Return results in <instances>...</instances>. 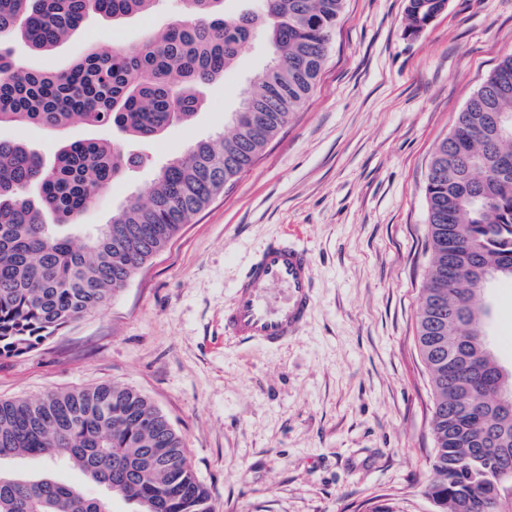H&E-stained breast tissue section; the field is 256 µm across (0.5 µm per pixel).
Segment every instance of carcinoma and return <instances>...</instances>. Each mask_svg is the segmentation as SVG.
<instances>
[{
    "label": "carcinoma",
    "instance_id": "cac0c4a2",
    "mask_svg": "<svg viewBox=\"0 0 512 512\" xmlns=\"http://www.w3.org/2000/svg\"><path fill=\"white\" fill-rule=\"evenodd\" d=\"M158 0H0V126L61 130L74 123L149 141L190 121L203 90L224 78L242 49L262 39L270 64L232 116L230 134L199 140L163 165L146 199L133 196L106 224L79 220L110 184L145 158L106 138L66 141L52 162L17 136L0 139V355L19 354L102 308L218 193L250 170L315 89L344 0H260L224 12V0H183L186 17L137 46L90 49L67 68H25L10 42L45 52L95 14L120 21ZM512 55L459 112L436 148L425 183L432 253L417 340L433 389L436 443L425 493L438 512H512V412L499 405L498 366L462 345L484 324L448 334L440 322L477 304L471 266L512 280ZM52 217L48 223L46 217ZM467 239L448 247V225ZM471 388L463 412L448 402ZM60 461L107 494L89 496L57 479L0 470V512H112L121 497L138 512H213L187 464L182 437L143 394L100 385L39 398L0 399V461Z\"/></svg>",
    "mask_w": 512,
    "mask_h": 512
}]
</instances>
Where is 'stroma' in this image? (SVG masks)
<instances>
[{
    "label": "stroma",
    "mask_w": 512,
    "mask_h": 512,
    "mask_svg": "<svg viewBox=\"0 0 512 512\" xmlns=\"http://www.w3.org/2000/svg\"><path fill=\"white\" fill-rule=\"evenodd\" d=\"M408 0H345L304 107L255 165L152 256L102 310L19 356L0 357V399L119 384L146 395L182 436L215 512H435L423 480L435 453L433 393L417 343L430 262L425 181L437 145L512 54V0H448L420 35ZM178 0L121 22L85 20L53 51L16 43L56 71L87 49L126 47L176 19ZM262 42L204 91L189 123L145 147L87 224L144 191L192 143L230 132L242 91L265 70ZM292 236L314 266L315 304L297 337L267 348L224 335V308L253 255ZM490 345L512 370V287L494 283ZM0 468L99 494L41 458Z\"/></svg>",
    "instance_id": "obj_1"
}]
</instances>
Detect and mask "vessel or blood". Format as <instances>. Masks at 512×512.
I'll use <instances>...</instances> for the list:
<instances>
[{"mask_svg": "<svg viewBox=\"0 0 512 512\" xmlns=\"http://www.w3.org/2000/svg\"><path fill=\"white\" fill-rule=\"evenodd\" d=\"M313 265L293 237L273 240L253 257L224 309L228 337L279 347L296 336L313 303Z\"/></svg>", "mask_w": 512, "mask_h": 512, "instance_id": "obj_1", "label": "vessel or blood"}]
</instances>
